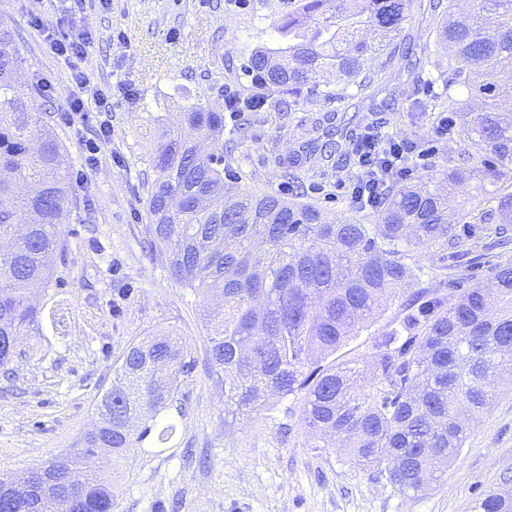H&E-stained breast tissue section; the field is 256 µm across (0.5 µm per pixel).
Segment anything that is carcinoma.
Listing matches in <instances>:
<instances>
[{
    "label": "carcinoma",
    "instance_id": "carcinoma-1",
    "mask_svg": "<svg viewBox=\"0 0 512 512\" xmlns=\"http://www.w3.org/2000/svg\"><path fill=\"white\" fill-rule=\"evenodd\" d=\"M414 0H288L277 45L251 52L258 89L239 102L283 112L317 98L349 102L373 89L368 61L392 58ZM441 18L427 58L444 93L421 112H448L451 136L473 150L453 156L444 184L433 174L385 190L378 223L349 213L328 218L311 204L242 190L224 165V113L193 104L157 146L148 197L151 252L185 288L218 294L224 313L210 338V361L224 374V415L272 410L268 397L305 393L302 424L339 445L349 461L375 468L405 495L425 489L464 446L465 421L493 403L501 367L512 363V264L448 296L453 270L480 263L467 238L487 224H512V0H469ZM23 58L0 20V367L13 339L38 321L35 291L48 286L63 232L73 165L69 150L39 124L18 94ZM198 134L214 150L195 151ZM467 220L460 230L452 220ZM433 249L429 271L415 256ZM435 280L437 287L426 285ZM405 297L393 326L374 338L377 357L365 381L356 360L333 359L369 327L384 304ZM185 344L168 334L130 344L102 395L98 429L82 447L29 473L26 485L0 478V512H113L112 477L80 459L104 450L112 464L133 444H164L161 421L176 393L165 367H186ZM490 491L476 512H512V490Z\"/></svg>",
    "mask_w": 512,
    "mask_h": 512
}]
</instances>
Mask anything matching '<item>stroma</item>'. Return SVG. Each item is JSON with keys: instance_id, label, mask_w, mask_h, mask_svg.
Listing matches in <instances>:
<instances>
[{"instance_id": "obj_1", "label": "stroma", "mask_w": 512, "mask_h": 512, "mask_svg": "<svg viewBox=\"0 0 512 512\" xmlns=\"http://www.w3.org/2000/svg\"><path fill=\"white\" fill-rule=\"evenodd\" d=\"M288 0H83L68 23L91 30L87 58L54 56L30 25L37 14L59 19L53 0H0V19L12 29L28 76L19 91L43 76L53 98H37L52 127L84 167L80 137L58 118L74 69L85 71L111 102L112 135L90 184L74 185L54 275L36 304L37 326L21 336L7 373H0V477L15 478L49 458L79 447L97 419V404L130 343L171 331L187 346L188 369L177 375L168 415L171 439L130 449L112 484L114 512H474L485 495L512 478V384L503 385L477 421L441 480L416 498L386 476L362 470L334 448H320L300 421L301 398L277 399L272 411L224 422V380L209 359L215 303L176 282L152 259L146 243L147 199L157 177L155 148L180 112L193 103L223 112L224 136L247 124L232 167L243 190L310 202L336 215L352 203L342 185L356 169L351 143L373 126L433 148L427 168L462 150L456 138L439 142L414 102L441 92L416 81L420 63L437 46L434 19L420 0L404 22L386 80L358 108L314 101L292 112H229L225 90L249 85L252 50L273 43ZM331 117L341 154L311 157L299 182L276 159L289 148L320 139L311 120Z\"/></svg>"}]
</instances>
